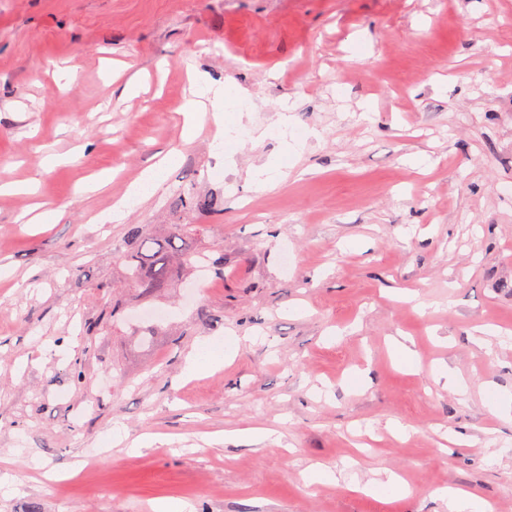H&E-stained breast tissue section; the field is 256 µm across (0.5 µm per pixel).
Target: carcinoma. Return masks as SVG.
<instances>
[{
    "instance_id": "carcinoma-1",
    "label": "carcinoma",
    "mask_w": 512,
    "mask_h": 512,
    "mask_svg": "<svg viewBox=\"0 0 512 512\" xmlns=\"http://www.w3.org/2000/svg\"><path fill=\"white\" fill-rule=\"evenodd\" d=\"M182 203L191 210L208 212L216 209L220 202L213 196H201L190 188L184 194ZM199 225L175 224L166 238H155L145 232L140 224H132L127 239L132 250L122 253L125 274L129 287L139 296H148L166 287L178 273L177 266H195L201 263L215 273H222L224 261L193 252L186 239L193 235Z\"/></svg>"
}]
</instances>
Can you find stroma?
<instances>
[{
    "mask_svg": "<svg viewBox=\"0 0 512 512\" xmlns=\"http://www.w3.org/2000/svg\"><path fill=\"white\" fill-rule=\"evenodd\" d=\"M194 77L253 104L225 103L223 142L184 131ZM1 180L35 186L0 195V512H448V485L512 512V419L482 394L512 391V0H0ZM190 186L219 209L179 212ZM132 224L197 225L223 274L190 301L189 268L133 298ZM105 285L129 301L107 323ZM232 334L218 371L185 375ZM358 370L368 387L346 389ZM116 427L156 441L101 448ZM314 465L336 482L306 486ZM384 470L408 495L352 491ZM175 160L174 154H167L161 161L160 164L149 168L142 172L141 176L133 182L124 197L113 206L112 209V221H117L124 217L129 211L132 201H140V195L143 193L142 186L145 183H154L161 175L162 169L166 164L171 163Z\"/></svg>",
    "mask_w": 512,
    "mask_h": 512,
    "instance_id": "stroma-1",
    "label": "stroma"
}]
</instances>
